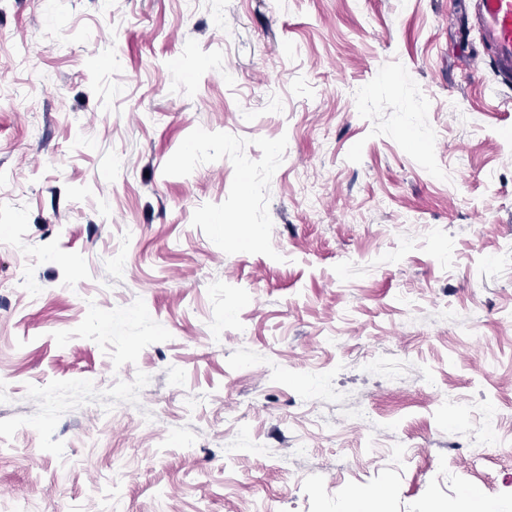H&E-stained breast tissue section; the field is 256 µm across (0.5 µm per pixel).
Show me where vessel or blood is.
<instances>
[{
    "label": "vessel or blood",
    "mask_w": 512,
    "mask_h": 512,
    "mask_svg": "<svg viewBox=\"0 0 512 512\" xmlns=\"http://www.w3.org/2000/svg\"><path fill=\"white\" fill-rule=\"evenodd\" d=\"M484 48L504 78L512 77V0H475Z\"/></svg>",
    "instance_id": "obj_1"
}]
</instances>
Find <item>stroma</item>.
I'll use <instances>...</instances> for the list:
<instances>
[{
    "instance_id": "1",
    "label": "stroma",
    "mask_w": 512,
    "mask_h": 512,
    "mask_svg": "<svg viewBox=\"0 0 512 512\" xmlns=\"http://www.w3.org/2000/svg\"><path fill=\"white\" fill-rule=\"evenodd\" d=\"M354 492L512 512V85L459 0H0V512Z\"/></svg>"
}]
</instances>
